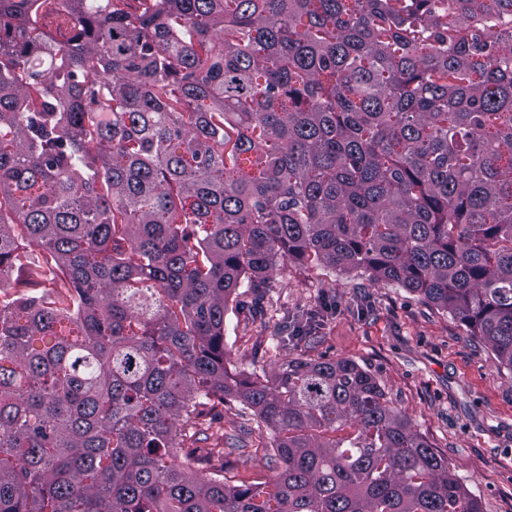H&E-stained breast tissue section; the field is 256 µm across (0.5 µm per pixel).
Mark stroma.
Instances as JSON below:
<instances>
[{
	"label": "stroma",
	"mask_w": 512,
	"mask_h": 512,
	"mask_svg": "<svg viewBox=\"0 0 512 512\" xmlns=\"http://www.w3.org/2000/svg\"><path fill=\"white\" fill-rule=\"evenodd\" d=\"M256 312H229L224 362L244 376H272L275 359H348L368 369L457 474L483 512H512V372L449 313L386 282L290 262L278 266ZM300 328V341L283 340ZM276 436L253 411L224 408V474L263 483Z\"/></svg>",
	"instance_id": "1"
}]
</instances>
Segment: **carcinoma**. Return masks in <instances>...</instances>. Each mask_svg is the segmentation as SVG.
<instances>
[{"instance_id":"1","label":"carcinoma","mask_w":512,"mask_h":512,"mask_svg":"<svg viewBox=\"0 0 512 512\" xmlns=\"http://www.w3.org/2000/svg\"><path fill=\"white\" fill-rule=\"evenodd\" d=\"M49 2L0 0V512H482L369 371L233 375L224 318L310 263L512 371V0ZM232 401L270 483L177 461ZM39 25L44 31L58 39L68 38L73 34L71 26L68 24L67 14L63 11L44 10L40 12Z\"/></svg>"}]
</instances>
